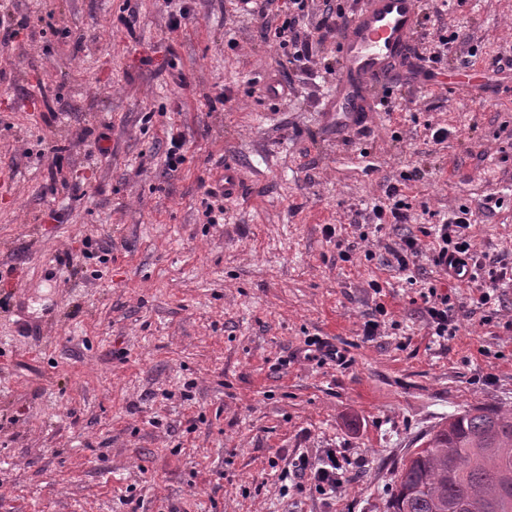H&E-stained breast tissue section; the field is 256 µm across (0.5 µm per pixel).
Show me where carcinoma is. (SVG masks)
<instances>
[{"label": "carcinoma", "mask_w": 512, "mask_h": 512, "mask_svg": "<svg viewBox=\"0 0 512 512\" xmlns=\"http://www.w3.org/2000/svg\"><path fill=\"white\" fill-rule=\"evenodd\" d=\"M384 512H512V412L470 405L425 435Z\"/></svg>", "instance_id": "1"}]
</instances>
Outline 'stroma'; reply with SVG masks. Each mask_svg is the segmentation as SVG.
<instances>
[{"mask_svg": "<svg viewBox=\"0 0 512 512\" xmlns=\"http://www.w3.org/2000/svg\"><path fill=\"white\" fill-rule=\"evenodd\" d=\"M186 4L173 31L163 0H0V22L29 18L0 45V512H383L449 414L512 410V283L477 306L427 235L467 207L477 251L512 255V71L456 89L460 54L421 58L446 15L485 72L512 52V0H422L413 54L348 131L321 124L337 31L288 65L263 35L275 8ZM228 161L242 192L211 219ZM393 183L408 219L375 228ZM408 237L407 276L391 250ZM432 288L455 335L433 333ZM318 337L345 362L307 359ZM329 448L327 498L295 467ZM166 161L171 170H176L184 161L185 138L181 130L173 123L166 130Z\"/></svg>", "mask_w": 512, "mask_h": 512, "instance_id": "1", "label": "stroma"}]
</instances>
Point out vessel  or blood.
<instances>
[{
    "mask_svg": "<svg viewBox=\"0 0 512 512\" xmlns=\"http://www.w3.org/2000/svg\"><path fill=\"white\" fill-rule=\"evenodd\" d=\"M420 0H363L340 39L336 103L328 123L362 126L368 117L364 90L395 79V65L412 50Z\"/></svg>",
    "mask_w": 512,
    "mask_h": 512,
    "instance_id": "1",
    "label": "vessel or blood"
}]
</instances>
